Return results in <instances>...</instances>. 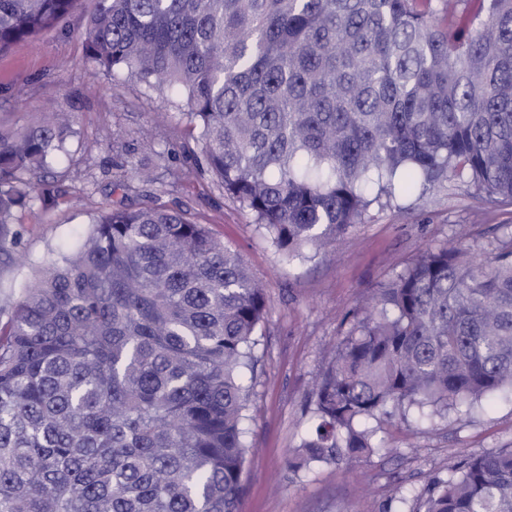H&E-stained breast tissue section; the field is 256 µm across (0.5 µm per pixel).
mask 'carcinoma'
<instances>
[{
	"label": "carcinoma",
	"instance_id": "obj_1",
	"mask_svg": "<svg viewBox=\"0 0 512 512\" xmlns=\"http://www.w3.org/2000/svg\"><path fill=\"white\" fill-rule=\"evenodd\" d=\"M77 0H0V52ZM86 57L176 96L219 180L286 259L370 206L449 183L512 204V0H95ZM72 125L0 137V262ZM241 255L164 207L104 211L0 320V512H238L253 336ZM512 390V236L420 254L369 298L314 388L292 466L378 447L387 405L443 417ZM412 512H512V448Z\"/></svg>",
	"mask_w": 512,
	"mask_h": 512
}]
</instances>
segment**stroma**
<instances>
[{"mask_svg":"<svg viewBox=\"0 0 512 512\" xmlns=\"http://www.w3.org/2000/svg\"><path fill=\"white\" fill-rule=\"evenodd\" d=\"M93 8L94 0H80L55 28L0 53V130H23L49 112L74 117L63 151L43 175L51 202L17 214L28 263L0 265V308L102 211L163 204L237 250L268 300L254 336L256 368L242 374L251 451L239 512H411L433 476L472 455L512 448L506 391L466 414L376 415L368 424L381 448L353 463L289 468L310 425L314 382L347 332L345 315L426 249L459 242L485 260L512 226V205H489L451 185L413 202L407 215L373 205L334 245L286 260L215 178L188 174L200 154L197 132L168 96L124 74L92 75L84 32Z\"/></svg>","mask_w":512,"mask_h":512,"instance_id":"1","label":"stroma"}]
</instances>
